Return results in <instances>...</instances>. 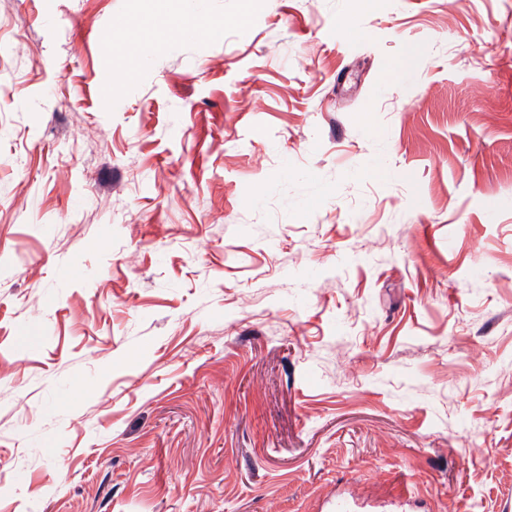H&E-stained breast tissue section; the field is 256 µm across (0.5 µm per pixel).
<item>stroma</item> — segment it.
<instances>
[{"label":"stroma","mask_w":512,"mask_h":512,"mask_svg":"<svg viewBox=\"0 0 512 512\" xmlns=\"http://www.w3.org/2000/svg\"><path fill=\"white\" fill-rule=\"evenodd\" d=\"M196 9L0 0V512H512V0Z\"/></svg>","instance_id":"35a3bbf8"}]
</instances>
